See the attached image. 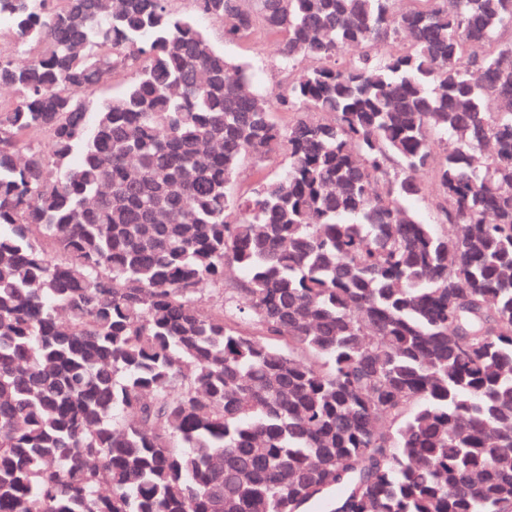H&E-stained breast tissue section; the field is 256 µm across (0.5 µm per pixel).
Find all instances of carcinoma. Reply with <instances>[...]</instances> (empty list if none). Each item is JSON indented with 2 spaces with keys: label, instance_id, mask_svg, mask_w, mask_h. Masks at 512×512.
<instances>
[{
  "label": "carcinoma",
  "instance_id": "1",
  "mask_svg": "<svg viewBox=\"0 0 512 512\" xmlns=\"http://www.w3.org/2000/svg\"><path fill=\"white\" fill-rule=\"evenodd\" d=\"M175 2L0 0V512H512V0ZM201 24L217 49L252 65L258 88L267 93H276L280 86L288 82V71L279 65L275 35L256 32L248 39L231 38L225 36L224 26L220 22L203 19ZM286 162V157L283 154L272 152L261 159L245 163L235 188L240 193L248 192L260 179L274 177L281 173Z\"/></svg>",
  "mask_w": 512,
  "mask_h": 512
}]
</instances>
